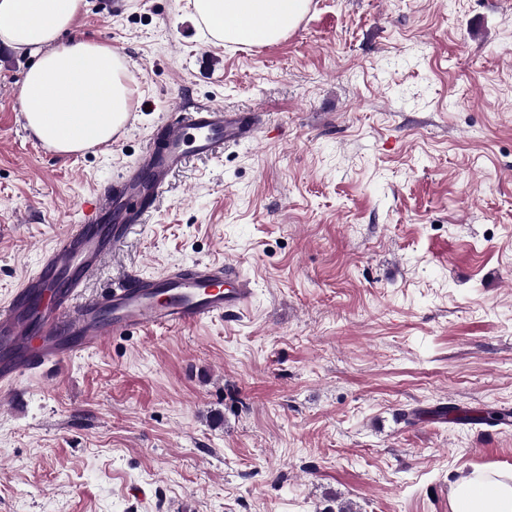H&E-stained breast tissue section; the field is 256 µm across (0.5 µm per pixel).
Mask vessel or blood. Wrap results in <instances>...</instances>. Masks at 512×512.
<instances>
[{"instance_id":"obj_1","label":"vessel or blood","mask_w":512,"mask_h":512,"mask_svg":"<svg viewBox=\"0 0 512 512\" xmlns=\"http://www.w3.org/2000/svg\"><path fill=\"white\" fill-rule=\"evenodd\" d=\"M259 124V114L247 118L219 105L178 108L112 188L82 203L80 222L54 240L37 268L0 303L1 392L107 338L153 326L178 329L248 306L250 282L227 263L130 274L121 286L90 298L82 290L188 157L221 158L226 148L252 141Z\"/></svg>"}]
</instances>
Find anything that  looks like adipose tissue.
Here are the masks:
<instances>
[{
    "instance_id": "adipose-tissue-1",
    "label": "adipose tissue",
    "mask_w": 512,
    "mask_h": 512,
    "mask_svg": "<svg viewBox=\"0 0 512 512\" xmlns=\"http://www.w3.org/2000/svg\"><path fill=\"white\" fill-rule=\"evenodd\" d=\"M310 0H192L218 42L269 46L292 32ZM85 0H0V43L34 60L22 81L28 128L63 154L109 142L125 126L132 89L112 49L65 39ZM452 512H512V471L472 472L451 485Z\"/></svg>"
}]
</instances>
